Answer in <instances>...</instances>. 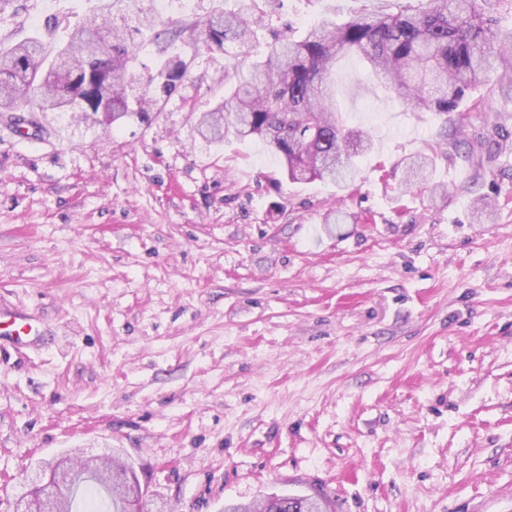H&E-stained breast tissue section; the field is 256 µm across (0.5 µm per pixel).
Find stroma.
<instances>
[{
	"label": "stroma",
	"instance_id": "obj_1",
	"mask_svg": "<svg viewBox=\"0 0 512 512\" xmlns=\"http://www.w3.org/2000/svg\"><path fill=\"white\" fill-rule=\"evenodd\" d=\"M97 0H15L0 43ZM237 0H166L190 63L149 123L75 143L0 131V301L58 334L0 351V512L30 461L118 448L160 512L318 494L332 512H512V96L441 116L344 56L336 108L370 130L356 189L293 183L259 140L210 144L232 53L184 31ZM358 0H264L262 53ZM482 149L405 164L447 124ZM489 206L475 218V199ZM409 181H416L420 185L428 184L432 178L436 162L433 157L418 155L409 161Z\"/></svg>",
	"mask_w": 512,
	"mask_h": 512
}]
</instances>
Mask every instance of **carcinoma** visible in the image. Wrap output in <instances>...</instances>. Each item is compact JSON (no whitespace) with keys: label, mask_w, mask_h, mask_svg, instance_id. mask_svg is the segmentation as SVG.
Listing matches in <instances>:
<instances>
[{"label":"carcinoma","mask_w":512,"mask_h":512,"mask_svg":"<svg viewBox=\"0 0 512 512\" xmlns=\"http://www.w3.org/2000/svg\"><path fill=\"white\" fill-rule=\"evenodd\" d=\"M501 0H423L414 8L397 3L381 10L354 11L342 23L321 19L298 32L287 26L276 33L265 54L252 58L251 39L264 14L257 0H240L235 11L214 10L194 23L193 45L222 50L232 45L240 64L224 73V100L196 116L201 136L222 143L230 138H257L278 157L292 181L320 180L350 189L356 159L371 152L372 136L346 127L336 110V61L357 55L369 69L373 86L394 94L421 112L448 115L457 111L466 93L490 82L512 88V30L496 27ZM135 30L148 31L159 41L166 29L153 4L142 0H100L99 7L72 22L55 18L46 34H35L0 47V119L15 126L24 110L35 131L75 135L94 125L118 127L130 120L145 121L159 103L150 86L170 95L186 75L187 64L165 39L162 59L146 85L130 78L137 57L128 37V16ZM453 136L449 151L473 162L474 146ZM436 162L419 155L409 161V179L428 184ZM85 478L50 490L22 484L14 496L21 502L46 493L56 499L58 512H73L82 488L104 492L112 512H153L151 500L131 497L125 478L132 467L120 460L82 463ZM300 494L270 496L257 505L230 506L224 512H306Z\"/></svg>","instance_id":"1"}]
</instances>
